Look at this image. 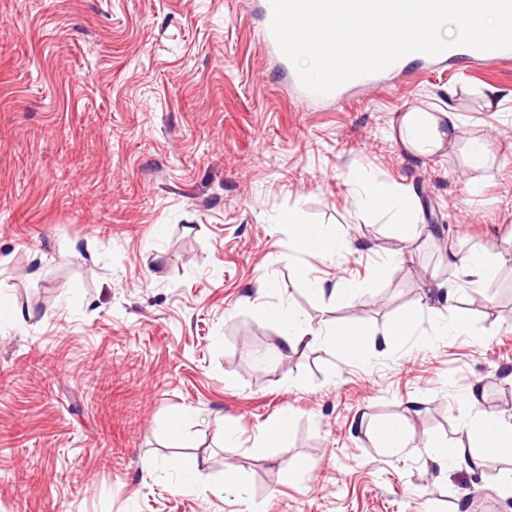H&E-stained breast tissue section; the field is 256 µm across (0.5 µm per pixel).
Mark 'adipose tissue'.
<instances>
[{
  "mask_svg": "<svg viewBox=\"0 0 512 512\" xmlns=\"http://www.w3.org/2000/svg\"><path fill=\"white\" fill-rule=\"evenodd\" d=\"M458 132L459 116L456 112L434 113L415 109L402 115L393 134L405 149L428 157L442 150L446 142L454 139ZM357 202L364 209L387 216L395 223L405 226L409 234H416L418 225L411 219L415 200L410 195L380 194L366 188L359 192ZM286 221L293 224L294 243L302 252L319 253L343 246L342 240L333 236L329 226L304 223L293 213L288 214ZM262 312L279 328L275 355L318 344L335 357L352 363L366 359L370 352L367 345L369 333L362 327H353L352 341L344 344L337 339L336 325L328 324L317 330L312 329L287 300L281 299L264 305ZM465 431L466 446L436 441L427 444L426 452L431 460L438 463L442 473L466 470L472 476L474 490L482 491L487 484L481 451L492 448L511 452L512 423L476 412L467 422Z\"/></svg>",
  "mask_w": 512,
  "mask_h": 512,
  "instance_id": "obj_1",
  "label": "adipose tissue"
}]
</instances>
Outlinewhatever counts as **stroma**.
<instances>
[{"label":"stroma","mask_w":512,"mask_h":512,"mask_svg":"<svg viewBox=\"0 0 512 512\" xmlns=\"http://www.w3.org/2000/svg\"><path fill=\"white\" fill-rule=\"evenodd\" d=\"M261 2L0 0V298L33 313L0 316V512H453L470 475L383 456L366 425L462 445L473 412L512 421V263L466 298L471 335L437 336L450 316L423 298L463 284L470 251L512 247V66L413 64L306 106L264 50ZM414 108L454 109L458 136L414 155L389 137ZM364 186L414 197L421 233L361 210ZM291 212L341 225L348 249L299 251ZM268 277L316 329L413 325L360 363L319 345L273 360ZM286 411L287 442L251 453ZM174 457L202 460L200 491H177Z\"/></svg>","instance_id":"35a3bbf8"}]
</instances>
